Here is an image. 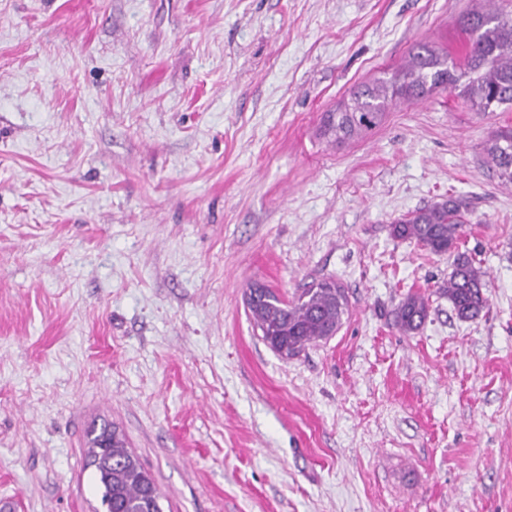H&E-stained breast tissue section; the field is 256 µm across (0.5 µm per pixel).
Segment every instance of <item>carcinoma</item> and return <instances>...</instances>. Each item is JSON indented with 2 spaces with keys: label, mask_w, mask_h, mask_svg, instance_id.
<instances>
[{
  "label": "carcinoma",
  "mask_w": 512,
  "mask_h": 512,
  "mask_svg": "<svg viewBox=\"0 0 512 512\" xmlns=\"http://www.w3.org/2000/svg\"><path fill=\"white\" fill-rule=\"evenodd\" d=\"M488 4V9L463 17L465 45L460 55L428 42L416 44L398 67L351 88L335 111L326 114V130L338 139L362 137L376 129L398 103L422 100L438 90L458 92L468 106L484 115L512 106V10L499 0H488ZM485 152L499 180L511 185L512 128L493 131ZM467 216L462 200L448 198L390 225V234L413 239L434 254H446L463 236ZM486 288L485 272L465 254L457 255L443 292L459 319L479 317L488 302ZM246 306L264 343L278 355L294 358L339 329L348 300L335 281L323 280L289 301L268 289L246 301ZM427 312L425 297L410 293L395 310V325L405 334L413 333ZM104 452L112 458V472L102 474L112 490V512H161L158 487L124 440L108 445Z\"/></svg>",
  "instance_id": "1"
}]
</instances>
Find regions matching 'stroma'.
<instances>
[{"label":"stroma","mask_w":512,"mask_h":512,"mask_svg":"<svg viewBox=\"0 0 512 512\" xmlns=\"http://www.w3.org/2000/svg\"><path fill=\"white\" fill-rule=\"evenodd\" d=\"M483 0H0V512H96L109 423L163 512H512V186L449 91L323 117ZM465 199L488 306L391 236ZM349 311L285 359L254 283ZM411 292L428 317L404 334ZM428 312L427 300L420 293H409L395 310V325L405 334L417 331Z\"/></svg>","instance_id":"1"}]
</instances>
